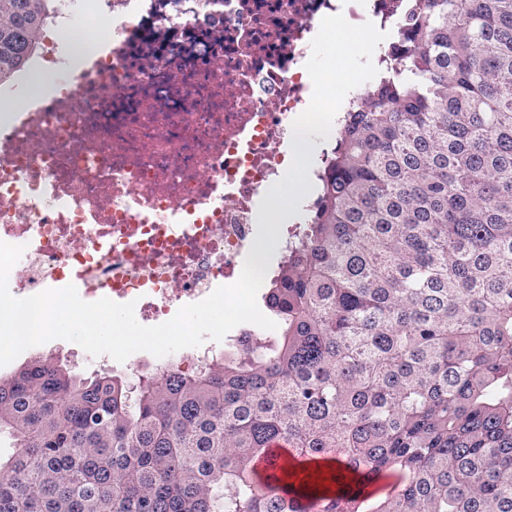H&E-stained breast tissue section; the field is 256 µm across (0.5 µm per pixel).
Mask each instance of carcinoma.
Masks as SVG:
<instances>
[{
	"label": "carcinoma",
	"instance_id": "1",
	"mask_svg": "<svg viewBox=\"0 0 512 512\" xmlns=\"http://www.w3.org/2000/svg\"><path fill=\"white\" fill-rule=\"evenodd\" d=\"M54 4L0 0V85ZM407 8L265 283L278 328L132 382L0 375V512H512V0ZM279 442L344 469L260 474Z\"/></svg>",
	"mask_w": 512,
	"mask_h": 512
}]
</instances>
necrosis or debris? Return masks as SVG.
Returning a JSON list of instances; mask_svg holds the SVG:
<instances>
[{"instance_id":"1","label":"necrosis or debris","mask_w":512,"mask_h":512,"mask_svg":"<svg viewBox=\"0 0 512 512\" xmlns=\"http://www.w3.org/2000/svg\"><path fill=\"white\" fill-rule=\"evenodd\" d=\"M404 0H59L106 44L0 123L8 286L71 279L145 323L237 280L294 131L323 120L308 58L325 25L393 42Z\"/></svg>"}]
</instances>
